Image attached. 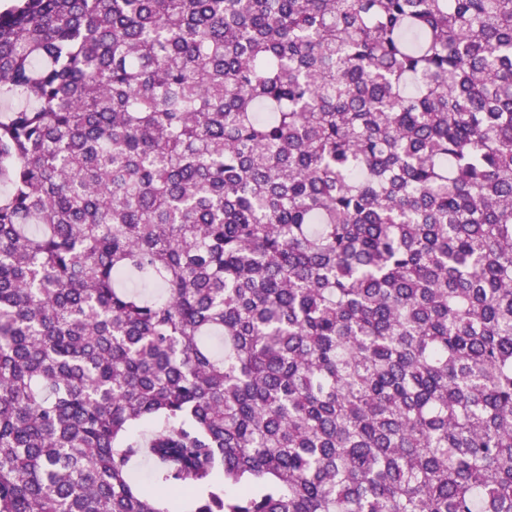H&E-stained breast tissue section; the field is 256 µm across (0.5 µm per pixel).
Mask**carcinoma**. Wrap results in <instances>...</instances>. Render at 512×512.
Returning a JSON list of instances; mask_svg holds the SVG:
<instances>
[{"label": "carcinoma", "mask_w": 512, "mask_h": 512, "mask_svg": "<svg viewBox=\"0 0 512 512\" xmlns=\"http://www.w3.org/2000/svg\"><path fill=\"white\" fill-rule=\"evenodd\" d=\"M2 103L0 512H512V0H16Z\"/></svg>", "instance_id": "carcinoma-1"}]
</instances>
